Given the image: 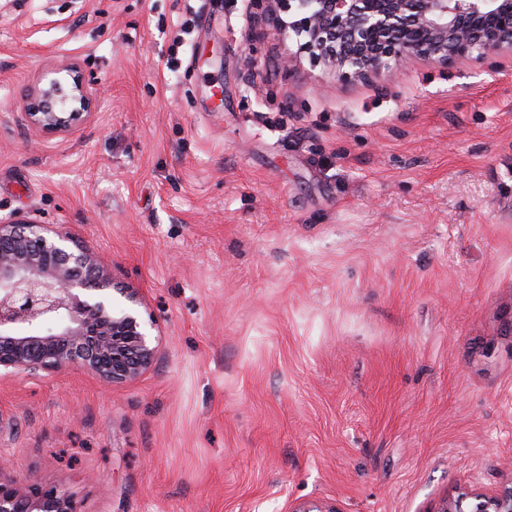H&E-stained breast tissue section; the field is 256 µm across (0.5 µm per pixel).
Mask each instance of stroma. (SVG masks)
Returning a JSON list of instances; mask_svg holds the SVG:
<instances>
[{"instance_id":"stroma-1","label":"stroma","mask_w":512,"mask_h":512,"mask_svg":"<svg viewBox=\"0 0 512 512\" xmlns=\"http://www.w3.org/2000/svg\"><path fill=\"white\" fill-rule=\"evenodd\" d=\"M246 3L0 0V214L101 256L159 345L117 386L0 376V477L81 512L512 481V53L341 85ZM66 61L92 114L34 136Z\"/></svg>"}]
</instances>
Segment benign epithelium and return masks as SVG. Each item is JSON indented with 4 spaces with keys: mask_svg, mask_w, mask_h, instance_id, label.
I'll return each instance as SVG.
<instances>
[{
    "mask_svg": "<svg viewBox=\"0 0 512 512\" xmlns=\"http://www.w3.org/2000/svg\"><path fill=\"white\" fill-rule=\"evenodd\" d=\"M299 40L310 63L351 83L415 59L449 66L512 51V0H250ZM31 87L25 117L37 133L67 135L91 116L94 84L76 63ZM29 217L0 216V373L45 377L80 366L105 383L137 378L158 344L136 294L107 263ZM0 512H80L57 487L0 481ZM289 512H339L299 502ZM438 512H512V484L462 491Z\"/></svg>",
    "mask_w": 512,
    "mask_h": 512,
    "instance_id": "7a95c632",
    "label": "benign epithelium"
}]
</instances>
